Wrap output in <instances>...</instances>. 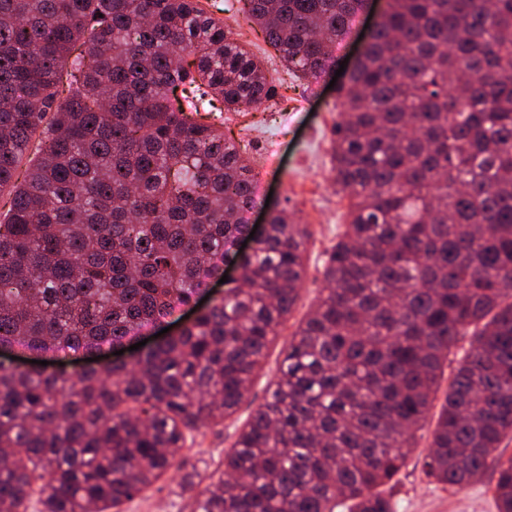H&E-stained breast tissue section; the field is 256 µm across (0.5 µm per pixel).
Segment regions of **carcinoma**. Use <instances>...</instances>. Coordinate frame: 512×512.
Here are the masks:
<instances>
[{"mask_svg":"<svg viewBox=\"0 0 512 512\" xmlns=\"http://www.w3.org/2000/svg\"><path fill=\"white\" fill-rule=\"evenodd\" d=\"M288 73L318 80L371 0H242ZM273 99L199 0H0V349L105 355L239 277L131 362L0 365V512H121L231 417L301 287L307 229L265 230L253 167L202 112ZM222 106H216V103ZM348 223L270 398L194 512H394L383 488L440 388L424 466L496 474L512 512V0H386L336 87ZM252 237L248 252L239 242Z\"/></svg>","mask_w":512,"mask_h":512,"instance_id":"cac0c4a2","label":"carcinoma"}]
</instances>
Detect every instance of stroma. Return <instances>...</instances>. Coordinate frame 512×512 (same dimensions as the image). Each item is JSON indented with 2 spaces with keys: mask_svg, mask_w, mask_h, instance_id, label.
Segmentation results:
<instances>
[{
  "mask_svg": "<svg viewBox=\"0 0 512 512\" xmlns=\"http://www.w3.org/2000/svg\"><path fill=\"white\" fill-rule=\"evenodd\" d=\"M201 6L229 28L235 39L248 44L268 61L275 97L246 117L224 116V131L241 146L252 164L260 166L270 206L287 209L309 232L306 267L299 297L278 336L269 342L250 391L235 414L218 427H205L189 437L182 451L183 471L197 472L192 490L181 488L183 471H172L127 501L123 512H192V502L224 472V452L251 414L270 396L290 336L295 332L324 287L323 261L346 222L348 198L336 191L331 164L332 131L340 116L336 92L327 80L295 79L271 57L272 50L259 31L243 19L240 0H201ZM429 448V432L417 434L405 467L389 494L394 512H496L492 497L494 473L464 488L451 489L429 478L422 460Z\"/></svg>",
  "mask_w": 512,
  "mask_h": 512,
  "instance_id": "obj_1",
  "label": "stroma"
}]
</instances>
